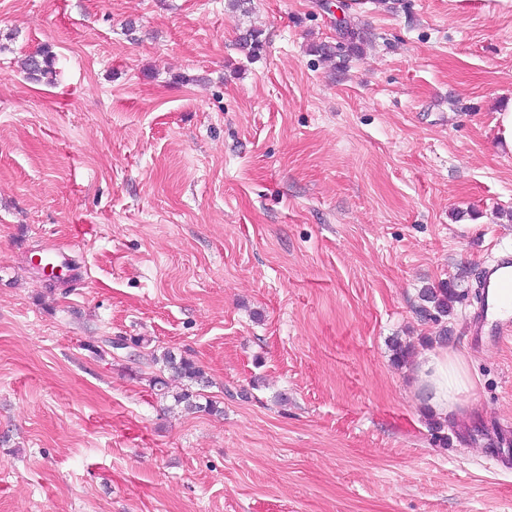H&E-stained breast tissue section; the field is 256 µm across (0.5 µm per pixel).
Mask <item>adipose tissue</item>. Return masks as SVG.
Masks as SVG:
<instances>
[{"label": "adipose tissue", "mask_w": 512, "mask_h": 512, "mask_svg": "<svg viewBox=\"0 0 512 512\" xmlns=\"http://www.w3.org/2000/svg\"><path fill=\"white\" fill-rule=\"evenodd\" d=\"M416 373L421 401L434 415L444 417L464 407L473 380L463 355L436 348L419 359Z\"/></svg>", "instance_id": "ef3b65f1"}]
</instances>
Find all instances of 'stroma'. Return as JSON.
Segmentation results:
<instances>
[{"mask_svg": "<svg viewBox=\"0 0 512 512\" xmlns=\"http://www.w3.org/2000/svg\"><path fill=\"white\" fill-rule=\"evenodd\" d=\"M510 100L512 0H0V512H512V340L466 330ZM108 336L193 359L218 413ZM443 344L474 387L439 419ZM24 71L32 81L41 82L45 79L52 82L53 76H56V68L55 55L51 47L47 45L28 55L24 62ZM456 299H458V294L450 284L440 289L439 294L430 288L423 290L421 293V300L431 303L439 316L447 315L451 311ZM415 371L421 401L434 415L445 417L465 406L473 380L463 355L438 347L419 359Z\"/></svg>", "mask_w": 512, "mask_h": 512, "instance_id": "35a3bbf8", "label": "stroma"}]
</instances>
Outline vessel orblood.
Returning <instances> with one entry per match:
<instances>
[{
    "instance_id": "obj_1",
    "label": "vessel or blood",
    "mask_w": 512,
    "mask_h": 512,
    "mask_svg": "<svg viewBox=\"0 0 512 512\" xmlns=\"http://www.w3.org/2000/svg\"><path fill=\"white\" fill-rule=\"evenodd\" d=\"M477 306L470 315V336L476 347L512 338V249L502 248L480 269Z\"/></svg>"
}]
</instances>
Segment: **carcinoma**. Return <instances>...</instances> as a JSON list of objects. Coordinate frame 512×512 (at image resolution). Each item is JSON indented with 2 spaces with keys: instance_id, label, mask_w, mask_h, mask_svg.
Listing matches in <instances>:
<instances>
[{
  "instance_id": "1",
  "label": "carcinoma",
  "mask_w": 512,
  "mask_h": 512,
  "mask_svg": "<svg viewBox=\"0 0 512 512\" xmlns=\"http://www.w3.org/2000/svg\"><path fill=\"white\" fill-rule=\"evenodd\" d=\"M24 71L28 79L32 81H53V76L56 75V68L55 55L51 47L47 45L28 55L24 62ZM456 299H458V294L455 288L450 285L437 292L427 288L421 293V300L432 304L434 310L440 316H445L451 311ZM150 364L159 366V375L155 376L152 381V386L156 389L158 395L163 398L170 396L168 383L162 376V373L170 372L185 381L184 388L173 395L177 405L192 413L201 411L209 413L218 412V407L212 403L203 406L197 402L198 394L193 391V386L204 382V372L192 359L166 348L159 354L151 353Z\"/></svg>"
}]
</instances>
